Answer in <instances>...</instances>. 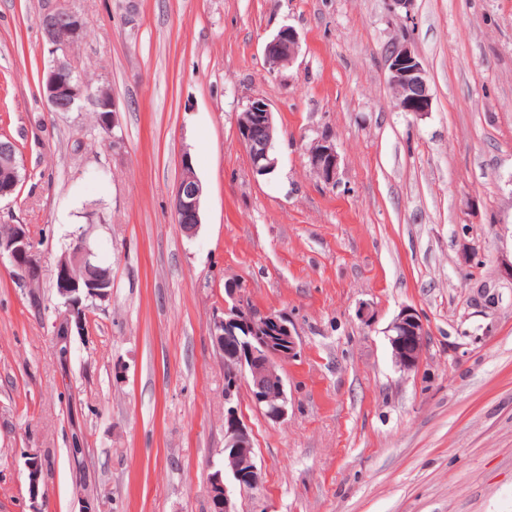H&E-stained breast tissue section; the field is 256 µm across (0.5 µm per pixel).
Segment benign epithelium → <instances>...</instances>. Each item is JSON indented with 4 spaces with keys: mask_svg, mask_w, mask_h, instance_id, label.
<instances>
[{
    "mask_svg": "<svg viewBox=\"0 0 512 512\" xmlns=\"http://www.w3.org/2000/svg\"><path fill=\"white\" fill-rule=\"evenodd\" d=\"M40 33L49 46L52 59L42 71L39 92L51 112H72L83 100L101 113L104 128H119V109L111 88L92 91L72 67L68 52L85 35L82 16L60 0L37 18ZM299 53V37L290 26L281 28L264 46L263 56L270 73L291 65ZM384 70L394 92L395 107L402 112L423 115L432 109L426 72L419 55L404 39H395L384 50ZM237 136L253 173L265 176L278 165L275 143L278 124L269 101L256 94L237 120ZM308 164L326 185L336 184L340 155L331 139L317 140L308 152ZM24 164L14 151L0 143V200L12 197L23 179ZM204 186L188 154L181 157V173L173 200V219L189 237L201 224ZM81 228L56 261L53 270L58 296L65 312L52 323L61 355L68 351L72 331L86 328L89 306L86 300L104 303L112 298L111 269L98 270L96 276L79 281L75 270L93 268L98 254L89 236ZM8 261L13 277L23 288L30 307L40 312L44 263L41 251L28 225H12L8 237L0 236V263ZM393 361L399 371L415 370L423 356L429 329L423 317L411 307H404L386 330ZM211 337L215 348H235L234 363L224 370V467L211 473L209 497L212 512H237L233 488L246 481L251 488L261 483L255 462L252 432L240 416L239 396L247 387L255 406L271 421L288 416V393L281 373L284 364L300 355V343L294 324L283 312L258 307L245 288L231 281L225 284L224 308L213 319ZM27 492L37 500L44 495L47 468L42 455L33 449L25 453Z\"/></svg>",
    "mask_w": 512,
    "mask_h": 512,
    "instance_id": "obj_1",
    "label": "benign epithelium"
}]
</instances>
